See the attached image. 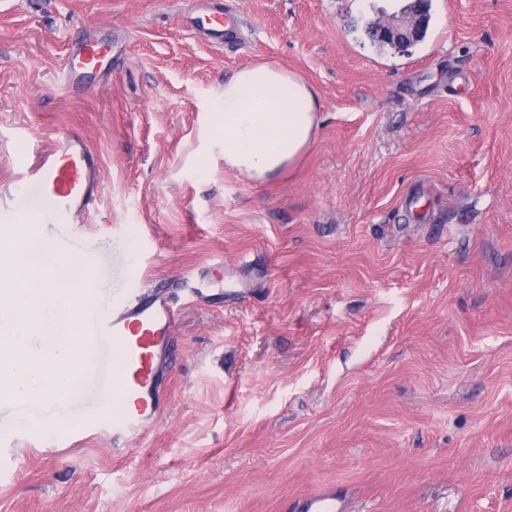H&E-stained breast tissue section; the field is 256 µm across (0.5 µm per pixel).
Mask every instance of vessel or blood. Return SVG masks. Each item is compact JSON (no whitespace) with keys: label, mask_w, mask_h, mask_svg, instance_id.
Masks as SVG:
<instances>
[{"label":"vessel or blood","mask_w":512,"mask_h":512,"mask_svg":"<svg viewBox=\"0 0 512 512\" xmlns=\"http://www.w3.org/2000/svg\"><path fill=\"white\" fill-rule=\"evenodd\" d=\"M101 53L98 39L86 37L78 42L71 54L81 68L68 72L69 88L86 90L84 73L95 67ZM22 183L24 192L0 191V223H19L26 198L40 195L49 204L38 213V222L76 223L99 193L98 157L79 135L64 136L26 163ZM178 312L170 294L160 289L142 291L134 285L113 296L108 307L82 309L81 322L102 339L99 389L117 393L113 405L87 415L86 433H101L109 424L137 434L154 422L168 391L166 353ZM298 508L300 512H347L344 500L332 493L306 496Z\"/></svg>","instance_id":"obj_1"}]
</instances>
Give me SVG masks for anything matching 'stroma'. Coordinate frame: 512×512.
Here are the masks:
<instances>
[{"instance_id": "1", "label": "stroma", "mask_w": 512, "mask_h": 512, "mask_svg": "<svg viewBox=\"0 0 512 512\" xmlns=\"http://www.w3.org/2000/svg\"><path fill=\"white\" fill-rule=\"evenodd\" d=\"M409 0H0V187L79 134L101 192L43 224L91 257L106 302L224 262L179 311L171 387L132 439L58 432L0 408V512H512V0H429L423 38L375 47ZM236 15L213 43L194 17ZM112 56L74 94L88 31ZM314 90L320 125L289 170L225 168L224 79L254 62ZM300 512H346L344 500L334 493H319L305 496L298 502Z\"/></svg>"}]
</instances>
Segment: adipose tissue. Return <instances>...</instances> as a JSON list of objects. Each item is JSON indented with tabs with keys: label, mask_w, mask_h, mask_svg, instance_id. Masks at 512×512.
I'll return each instance as SVG.
<instances>
[{
	"label": "adipose tissue",
	"mask_w": 512,
	"mask_h": 512,
	"mask_svg": "<svg viewBox=\"0 0 512 512\" xmlns=\"http://www.w3.org/2000/svg\"><path fill=\"white\" fill-rule=\"evenodd\" d=\"M319 125L313 89L288 70L253 63L224 81L215 131L224 165L263 181L294 165Z\"/></svg>",
	"instance_id": "adipose-tissue-1"
}]
</instances>
